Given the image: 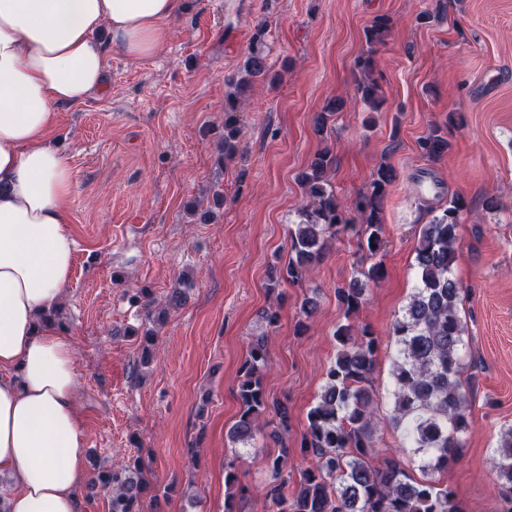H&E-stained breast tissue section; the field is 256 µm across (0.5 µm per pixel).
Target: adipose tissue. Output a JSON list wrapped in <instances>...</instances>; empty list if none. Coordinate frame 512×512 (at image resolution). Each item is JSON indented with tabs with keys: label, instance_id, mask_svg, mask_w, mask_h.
<instances>
[{
	"label": "adipose tissue",
	"instance_id": "ef3b65f1",
	"mask_svg": "<svg viewBox=\"0 0 512 512\" xmlns=\"http://www.w3.org/2000/svg\"><path fill=\"white\" fill-rule=\"evenodd\" d=\"M180 0H0V474L9 512H82L83 420L70 336L39 322L75 241L66 158L49 134L102 93L113 52L154 55Z\"/></svg>",
	"mask_w": 512,
	"mask_h": 512
}]
</instances>
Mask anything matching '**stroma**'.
<instances>
[{
    "mask_svg": "<svg viewBox=\"0 0 512 512\" xmlns=\"http://www.w3.org/2000/svg\"><path fill=\"white\" fill-rule=\"evenodd\" d=\"M379 17L390 31L371 49L364 31ZM259 34L279 79L245 103L243 155L224 164L215 142L225 79ZM369 52L384 102L336 113L328 143L338 197L365 190L379 164L396 174L383 210L384 276L368 284L356 314L380 340L379 410L391 409V328L416 283L419 227L429 208L461 197L454 276L472 426L439 479L464 512L500 507L489 459L512 427V0H181L166 45L140 60L113 53L105 91L64 108L51 138L72 176L76 252L61 302L84 419L83 512H109L108 493L90 488L95 468L135 456L162 512H224L230 460L252 490L241 512H264L267 460L278 448L265 434L248 448L229 440L238 371L253 338L265 336L266 389L287 405L288 441L299 444L344 319L334 290L370 261L356 237L337 236L310 289L285 287L274 326L261 317L266 273L288 250L302 204L297 175L323 144L312 117L352 92L354 63ZM449 117L447 153L426 159L419 140ZM423 178L436 185L427 201ZM216 192V221H196L190 205L210 206ZM492 196L498 208L487 207ZM185 273L184 304L144 348L145 310L131 295L146 288L164 299ZM309 290L319 307L299 336Z\"/></svg>",
    "mask_w": 512,
    "mask_h": 512,
    "instance_id": "stroma-1",
    "label": "stroma"
}]
</instances>
